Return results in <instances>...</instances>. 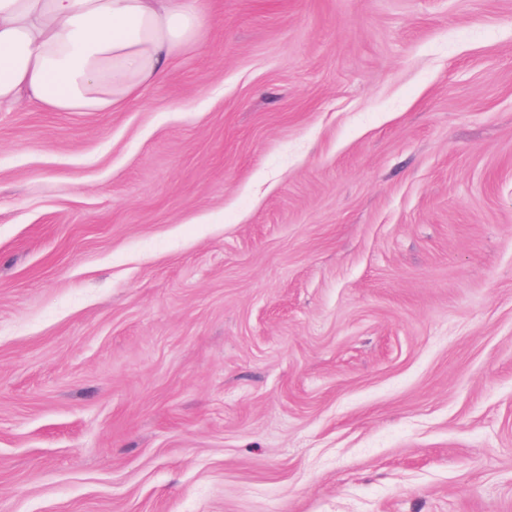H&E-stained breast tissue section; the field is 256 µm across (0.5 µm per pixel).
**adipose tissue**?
I'll list each match as a JSON object with an SVG mask.
<instances>
[{"label": "adipose tissue", "mask_w": 512, "mask_h": 512, "mask_svg": "<svg viewBox=\"0 0 512 512\" xmlns=\"http://www.w3.org/2000/svg\"><path fill=\"white\" fill-rule=\"evenodd\" d=\"M209 22L203 0H0V107L118 110Z\"/></svg>", "instance_id": "adipose-tissue-1"}]
</instances>
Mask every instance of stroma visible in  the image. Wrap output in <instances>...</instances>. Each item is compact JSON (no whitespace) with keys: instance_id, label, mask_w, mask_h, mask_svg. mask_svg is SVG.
<instances>
[{"instance_id":"1","label":"stroma","mask_w":512,"mask_h":512,"mask_svg":"<svg viewBox=\"0 0 512 512\" xmlns=\"http://www.w3.org/2000/svg\"><path fill=\"white\" fill-rule=\"evenodd\" d=\"M206 4L0 109V512H512V0Z\"/></svg>"}]
</instances>
